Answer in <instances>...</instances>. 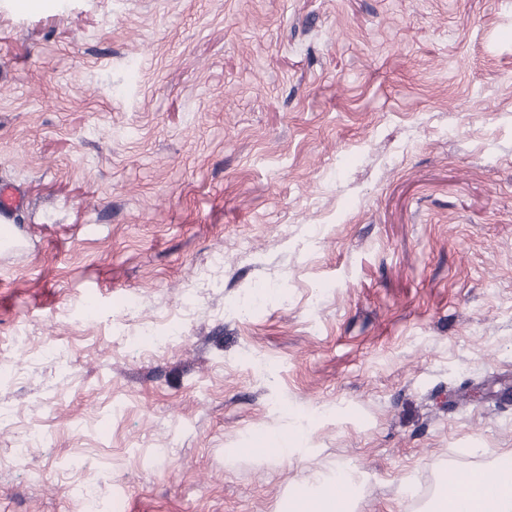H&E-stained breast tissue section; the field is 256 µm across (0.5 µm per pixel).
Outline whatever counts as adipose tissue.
Listing matches in <instances>:
<instances>
[{
  "mask_svg": "<svg viewBox=\"0 0 512 512\" xmlns=\"http://www.w3.org/2000/svg\"><path fill=\"white\" fill-rule=\"evenodd\" d=\"M492 480L471 474L458 489L437 500L431 512H512V449L491 462ZM334 483L346 486V495H327L322 479L296 487L288 497L289 512H356L359 479L346 470L337 471Z\"/></svg>",
  "mask_w": 512,
  "mask_h": 512,
  "instance_id": "adipose-tissue-1",
  "label": "adipose tissue"
}]
</instances>
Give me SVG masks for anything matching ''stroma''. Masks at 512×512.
Segmentation results:
<instances>
[{
	"label": "stroma",
	"mask_w": 512,
	"mask_h": 512,
	"mask_svg": "<svg viewBox=\"0 0 512 512\" xmlns=\"http://www.w3.org/2000/svg\"><path fill=\"white\" fill-rule=\"evenodd\" d=\"M2 181L0 512H420L512 449V0H0ZM26 205L24 194L15 186L0 184V249L21 250L26 246L23 237L18 236L14 224H10L13 214ZM136 336L137 343L145 350L160 351L179 342L183 336L181 322L171 319L158 323L153 319L140 318ZM25 336L18 334L13 340L12 348L5 350L1 347L0 349V371L8 376L16 375L20 362L18 358L13 355L15 351H21L20 348L25 346ZM329 483L343 485L348 488L344 496L336 493L326 494L323 487ZM359 479L347 470H338L331 479H315L296 487L288 497V508L285 511L305 512L306 505L315 506L314 512H355L358 501Z\"/></svg>",
	"instance_id": "stroma-1"
}]
</instances>
